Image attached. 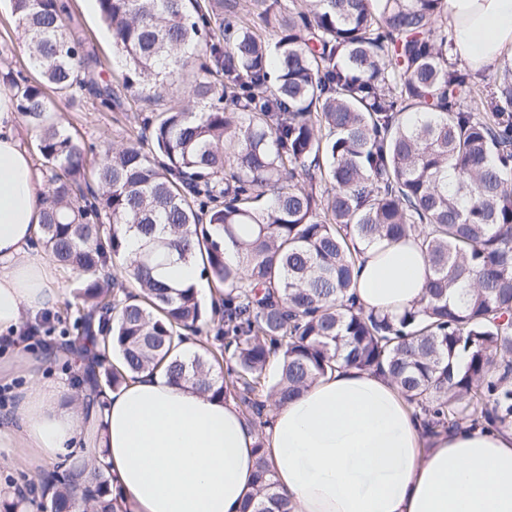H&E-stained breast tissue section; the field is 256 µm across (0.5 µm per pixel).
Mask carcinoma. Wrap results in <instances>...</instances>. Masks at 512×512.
<instances>
[{
  "mask_svg": "<svg viewBox=\"0 0 512 512\" xmlns=\"http://www.w3.org/2000/svg\"><path fill=\"white\" fill-rule=\"evenodd\" d=\"M11 3L38 78L4 79L40 131L38 243L80 278L67 346L86 414L161 370L261 426L267 405L343 364L387 375L431 432L512 425V66L484 96L448 56L442 0H253L227 18L224 0H98L126 61L119 88L97 81L65 0ZM179 79L188 103L95 163L54 117V95L121 111ZM376 238L417 239L427 260L421 306L398 319L349 300L355 240ZM177 264L211 282L210 308L155 275ZM256 448L241 512H292ZM29 504L124 512L93 451L63 459Z\"/></svg>",
  "mask_w": 512,
  "mask_h": 512,
  "instance_id": "obj_1",
  "label": "carcinoma"
}]
</instances>
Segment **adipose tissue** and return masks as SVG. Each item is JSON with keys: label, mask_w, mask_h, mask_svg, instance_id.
<instances>
[{"label": "adipose tissue", "mask_w": 512, "mask_h": 512, "mask_svg": "<svg viewBox=\"0 0 512 512\" xmlns=\"http://www.w3.org/2000/svg\"><path fill=\"white\" fill-rule=\"evenodd\" d=\"M452 52L468 67L512 55V0H444ZM43 177L21 143V121L0 90V336L59 301L54 264L34 248ZM357 305L401 316L417 308L427 273L419 242L364 241ZM30 385L1 448L51 462L69 444L96 448L127 512H240L255 491L257 448L275 466L294 512H512V426L424 434L414 410L379 373L342 367L277 405L263 431L233 398L201 394L164 373H142L87 419L64 386Z\"/></svg>", "instance_id": "adipose-tissue-1"}]
</instances>
